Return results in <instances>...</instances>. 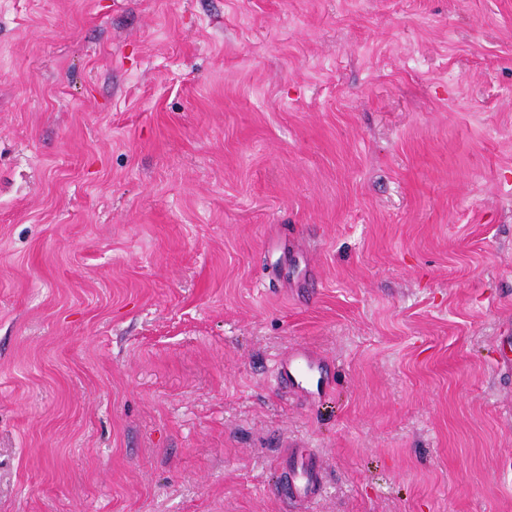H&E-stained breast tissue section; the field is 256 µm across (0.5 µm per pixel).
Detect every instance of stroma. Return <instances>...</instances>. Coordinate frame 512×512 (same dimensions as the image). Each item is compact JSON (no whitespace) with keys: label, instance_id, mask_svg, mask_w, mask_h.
Masks as SVG:
<instances>
[{"label":"stroma","instance_id":"obj_1","mask_svg":"<svg viewBox=\"0 0 512 512\" xmlns=\"http://www.w3.org/2000/svg\"><path fill=\"white\" fill-rule=\"evenodd\" d=\"M292 446L512 512V0H0V512H288ZM277 377L281 389L302 403L319 398L332 382L326 360L301 346L279 358Z\"/></svg>","mask_w":512,"mask_h":512}]
</instances>
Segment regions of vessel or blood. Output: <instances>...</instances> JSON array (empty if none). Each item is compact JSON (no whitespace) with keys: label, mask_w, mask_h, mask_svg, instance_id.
I'll return each instance as SVG.
<instances>
[{"label":"vessel or blood","mask_w":512,"mask_h":512,"mask_svg":"<svg viewBox=\"0 0 512 512\" xmlns=\"http://www.w3.org/2000/svg\"><path fill=\"white\" fill-rule=\"evenodd\" d=\"M277 377L282 390L300 402L309 403L321 396L331 384L326 360L319 354L294 347L279 358ZM286 498L295 512H305L324 487V472L313 451L292 448L282 461Z\"/></svg>","instance_id":"b4317fda"}]
</instances>
